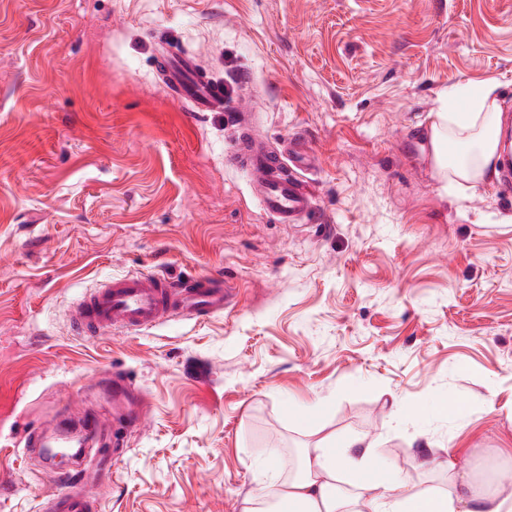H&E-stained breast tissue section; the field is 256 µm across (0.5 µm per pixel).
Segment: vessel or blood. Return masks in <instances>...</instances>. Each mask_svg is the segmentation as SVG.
<instances>
[{
  "label": "vessel or blood",
  "mask_w": 512,
  "mask_h": 512,
  "mask_svg": "<svg viewBox=\"0 0 512 512\" xmlns=\"http://www.w3.org/2000/svg\"><path fill=\"white\" fill-rule=\"evenodd\" d=\"M159 62L170 95L189 102L197 112L228 110L223 84L209 78L193 57L167 51ZM231 119L238 136L227 157L248 174L262 210L279 224L309 221L315 205L306 176L312 158L308 143L297 139L284 149L257 133L250 113L239 110ZM229 299L223 281L214 277L178 281L160 274L129 273L84 291L73 304L71 323L87 338L109 331L137 333L172 318L212 315L223 310ZM112 395L124 405L125 426H135L138 415L131 387L113 377ZM72 476V471H62L60 490L49 498L48 512H92L94 498Z\"/></svg>",
  "instance_id": "vessel-or-blood-1"
}]
</instances>
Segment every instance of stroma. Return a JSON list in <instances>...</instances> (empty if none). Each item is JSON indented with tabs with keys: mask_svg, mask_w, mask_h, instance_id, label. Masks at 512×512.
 <instances>
[{
	"mask_svg": "<svg viewBox=\"0 0 512 512\" xmlns=\"http://www.w3.org/2000/svg\"><path fill=\"white\" fill-rule=\"evenodd\" d=\"M173 46L232 82L273 142L305 135L310 222L277 224L220 112L157 74ZM495 81L512 130V0H0V512H42L63 431L104 384L146 402L126 450L80 456L95 512H242L315 431L377 442V479L429 492L512 469V188L434 174L427 115ZM223 278L207 318L76 336L108 275ZM447 404L444 414L431 413Z\"/></svg>",
	"mask_w": 512,
	"mask_h": 512,
	"instance_id": "1",
	"label": "stroma"
}]
</instances>
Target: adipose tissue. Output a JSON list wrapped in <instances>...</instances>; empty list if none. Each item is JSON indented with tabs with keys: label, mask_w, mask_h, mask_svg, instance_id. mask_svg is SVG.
Wrapping results in <instances>:
<instances>
[{
	"label": "adipose tissue",
	"mask_w": 512,
	"mask_h": 512,
	"mask_svg": "<svg viewBox=\"0 0 512 512\" xmlns=\"http://www.w3.org/2000/svg\"><path fill=\"white\" fill-rule=\"evenodd\" d=\"M503 106L497 86L487 81L470 90L441 99L429 115L428 140L435 172L451 184L475 187L497 175ZM465 143L469 153L450 160L454 145ZM375 442L358 435L336 440L328 434L304 448L295 473L252 494L245 512H266V499L292 506L294 512H512V486L497 479L473 486L469 477L454 475L451 457L433 458L419 453L422 469L449 471L447 493H431L396 481L398 496L371 472ZM354 474L351 488L338 485L341 472Z\"/></svg>",
	"instance_id": "ef3b65f1"
}]
</instances>
